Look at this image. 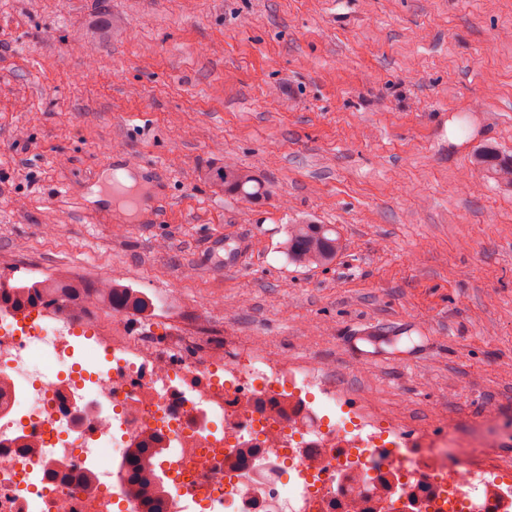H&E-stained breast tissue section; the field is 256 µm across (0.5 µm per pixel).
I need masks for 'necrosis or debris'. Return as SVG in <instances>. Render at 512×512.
Masks as SVG:
<instances>
[{"instance_id":"1","label":"necrosis or debris","mask_w":512,"mask_h":512,"mask_svg":"<svg viewBox=\"0 0 512 512\" xmlns=\"http://www.w3.org/2000/svg\"><path fill=\"white\" fill-rule=\"evenodd\" d=\"M92 295L0 310V512H112L135 443L163 449L165 512H503L512 474L429 451L392 466V427L313 372L241 350L187 360Z\"/></svg>"}]
</instances>
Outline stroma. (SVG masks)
<instances>
[{"label":"stroma","instance_id":"obj_1","mask_svg":"<svg viewBox=\"0 0 512 512\" xmlns=\"http://www.w3.org/2000/svg\"><path fill=\"white\" fill-rule=\"evenodd\" d=\"M486 149L512 156V0H0V276L169 289L127 320L152 343L319 369L512 472V185ZM227 163L268 195L212 183ZM291 224L336 227V260L290 263ZM474 163L485 169H491L499 178L512 182V157L502 160L494 152H485L476 157Z\"/></svg>","mask_w":512,"mask_h":512}]
</instances>
